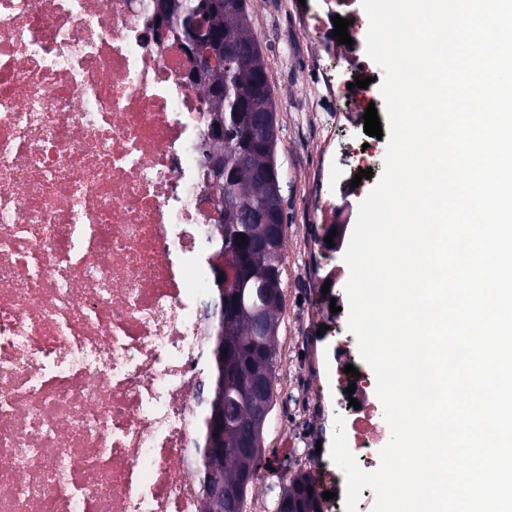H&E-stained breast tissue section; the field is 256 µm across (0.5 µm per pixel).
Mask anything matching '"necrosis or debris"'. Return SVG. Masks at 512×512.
Listing matches in <instances>:
<instances>
[{"label": "necrosis or debris", "instance_id": "1", "mask_svg": "<svg viewBox=\"0 0 512 512\" xmlns=\"http://www.w3.org/2000/svg\"><path fill=\"white\" fill-rule=\"evenodd\" d=\"M154 0H0V512H201L224 258Z\"/></svg>", "mask_w": 512, "mask_h": 512}]
</instances>
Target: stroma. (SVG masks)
<instances>
[{"label": "stroma", "instance_id": "1", "mask_svg": "<svg viewBox=\"0 0 512 512\" xmlns=\"http://www.w3.org/2000/svg\"><path fill=\"white\" fill-rule=\"evenodd\" d=\"M252 31L261 47L276 110V160L285 214L283 308L275 395L264 430L263 479L247 503L275 502L297 472L330 461L334 419L340 414L337 372L351 337L344 261L360 202L378 184L387 142L367 135L368 105L384 111L379 85L341 94L357 68L377 70L366 51L368 17L361 0L338 13L350 22L352 45L336 41L325 0H249ZM371 168L370 178L357 179ZM342 227L328 246V225ZM338 312H331V305Z\"/></svg>", "mask_w": 512, "mask_h": 512}]
</instances>
